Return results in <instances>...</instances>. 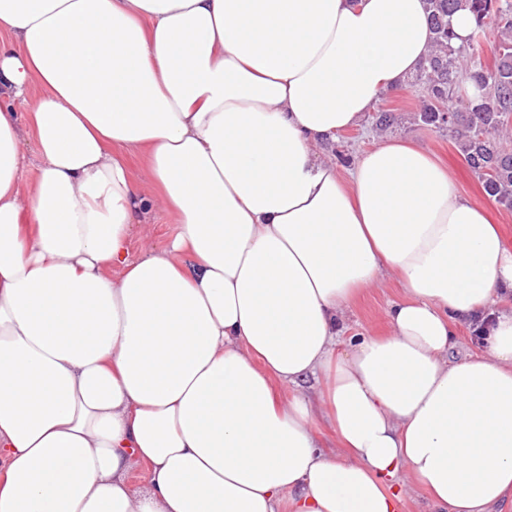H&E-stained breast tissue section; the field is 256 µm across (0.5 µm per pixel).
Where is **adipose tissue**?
Returning <instances> with one entry per match:
<instances>
[{
	"label": "adipose tissue",
	"instance_id": "obj_1",
	"mask_svg": "<svg viewBox=\"0 0 512 512\" xmlns=\"http://www.w3.org/2000/svg\"><path fill=\"white\" fill-rule=\"evenodd\" d=\"M431 45L425 0H0V512L512 497V249L410 139L319 152ZM389 280L390 333L342 342ZM143 228L149 236V243L157 248L165 247L177 232V224L166 212L152 211L141 217ZM426 494L421 484L409 482L405 490L402 512H428Z\"/></svg>",
	"mask_w": 512,
	"mask_h": 512
}]
</instances>
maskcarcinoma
<instances>
[{"mask_svg": "<svg viewBox=\"0 0 512 512\" xmlns=\"http://www.w3.org/2000/svg\"><path fill=\"white\" fill-rule=\"evenodd\" d=\"M433 47L409 80L420 97L418 123L448 133L485 194L512 209V0H427ZM466 9L473 26L462 42L452 27ZM497 39L493 60L481 46L489 32Z\"/></svg>", "mask_w": 512, "mask_h": 512, "instance_id": "obj_1", "label": "carcinoma"}]
</instances>
